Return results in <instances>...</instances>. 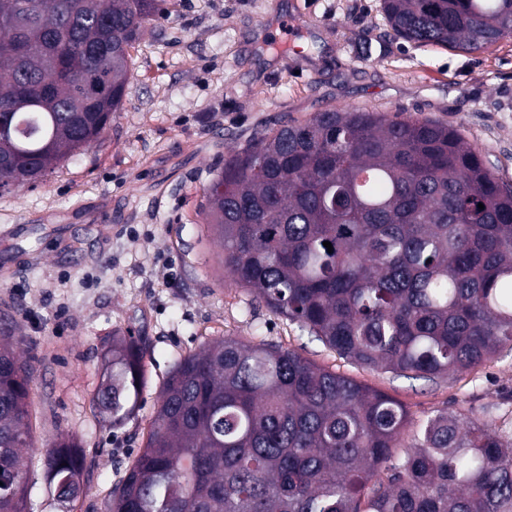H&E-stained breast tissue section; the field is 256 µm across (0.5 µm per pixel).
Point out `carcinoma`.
Returning a JSON list of instances; mask_svg holds the SVG:
<instances>
[{"instance_id":"cac0c4a2","label":"carcinoma","mask_w":512,"mask_h":512,"mask_svg":"<svg viewBox=\"0 0 512 512\" xmlns=\"http://www.w3.org/2000/svg\"><path fill=\"white\" fill-rule=\"evenodd\" d=\"M165 0H0V192L102 141L130 49ZM394 35L480 52L512 35V0H381ZM484 209H479L478 204ZM204 224L225 273L363 368L434 379L512 350V186L457 129L331 109L224 160ZM332 244V249L323 242ZM146 347L112 337L92 404L123 426ZM33 367L0 333V512H27ZM48 484L81 478L71 438ZM107 512H512V436L392 396L298 352L233 337L179 360Z\"/></svg>"}]
</instances>
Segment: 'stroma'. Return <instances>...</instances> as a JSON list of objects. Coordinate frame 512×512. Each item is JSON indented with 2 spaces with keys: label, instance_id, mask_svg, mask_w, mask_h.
I'll return each instance as SVG.
<instances>
[{
  "label": "stroma",
  "instance_id": "stroma-1",
  "mask_svg": "<svg viewBox=\"0 0 512 512\" xmlns=\"http://www.w3.org/2000/svg\"><path fill=\"white\" fill-rule=\"evenodd\" d=\"M131 57L102 143L0 194V328L33 367L30 512H106L175 363L223 336L297 351L394 397L412 421L448 411L512 435V352L434 381L359 367L253 302L201 216L225 158L334 108L458 128L512 183V37L474 54L421 47L393 36L380 0H168ZM116 334L149 351L141 407L110 429L91 396ZM68 433L87 467L62 507L42 461Z\"/></svg>",
  "mask_w": 512,
  "mask_h": 512
}]
</instances>
